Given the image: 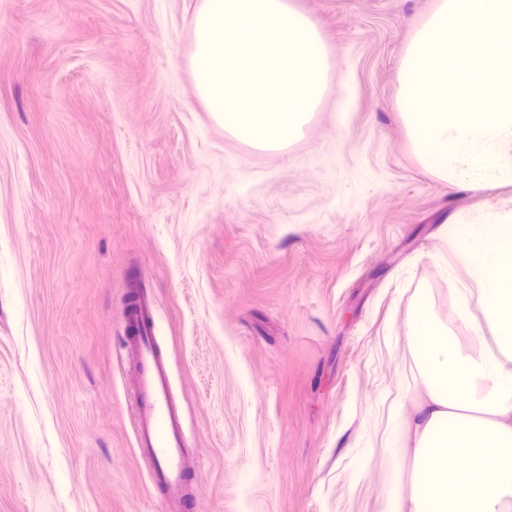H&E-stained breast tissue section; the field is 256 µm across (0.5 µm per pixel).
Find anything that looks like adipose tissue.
Listing matches in <instances>:
<instances>
[{"mask_svg": "<svg viewBox=\"0 0 512 512\" xmlns=\"http://www.w3.org/2000/svg\"><path fill=\"white\" fill-rule=\"evenodd\" d=\"M441 232L457 322L418 296L408 342L420 394L396 415L411 477L383 512H512V193Z\"/></svg>", "mask_w": 512, "mask_h": 512, "instance_id": "obj_1", "label": "adipose tissue"}]
</instances>
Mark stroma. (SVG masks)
<instances>
[{
  "label": "stroma",
  "mask_w": 512,
  "mask_h": 512,
  "mask_svg": "<svg viewBox=\"0 0 512 512\" xmlns=\"http://www.w3.org/2000/svg\"><path fill=\"white\" fill-rule=\"evenodd\" d=\"M195 2L0 0V512H382L408 483L415 299L451 316L438 229L478 202L395 107L433 0H295L331 94L281 151L197 101ZM140 298L192 454L176 511L136 448Z\"/></svg>",
  "instance_id": "stroma-1"
}]
</instances>
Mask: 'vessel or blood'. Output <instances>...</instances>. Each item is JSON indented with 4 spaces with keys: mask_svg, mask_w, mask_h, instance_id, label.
<instances>
[{
    "mask_svg": "<svg viewBox=\"0 0 512 512\" xmlns=\"http://www.w3.org/2000/svg\"><path fill=\"white\" fill-rule=\"evenodd\" d=\"M126 345L133 356L135 381L133 413L135 441L142 458L151 465L150 480L165 490L170 503L194 497L182 418L174 396L168 362L155 336L147 306H137L128 317Z\"/></svg>",
    "mask_w": 512,
    "mask_h": 512,
    "instance_id": "vessel-or-blood-1",
    "label": "vessel or blood"
}]
</instances>
